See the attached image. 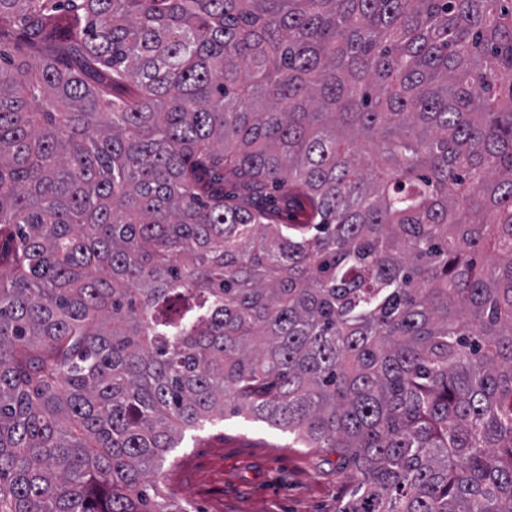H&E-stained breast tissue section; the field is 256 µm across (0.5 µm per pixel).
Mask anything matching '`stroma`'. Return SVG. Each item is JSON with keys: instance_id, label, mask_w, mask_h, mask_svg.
Instances as JSON below:
<instances>
[{"instance_id": "obj_1", "label": "stroma", "mask_w": 512, "mask_h": 512, "mask_svg": "<svg viewBox=\"0 0 512 512\" xmlns=\"http://www.w3.org/2000/svg\"><path fill=\"white\" fill-rule=\"evenodd\" d=\"M354 474L330 449L228 413L188 432L159 479L189 512H337Z\"/></svg>"}]
</instances>
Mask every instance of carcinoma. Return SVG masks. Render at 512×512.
<instances>
[{"mask_svg":"<svg viewBox=\"0 0 512 512\" xmlns=\"http://www.w3.org/2000/svg\"><path fill=\"white\" fill-rule=\"evenodd\" d=\"M228 409L512 512V0H0V512Z\"/></svg>","mask_w":512,"mask_h":512,"instance_id":"obj_1","label":"carcinoma"}]
</instances>
